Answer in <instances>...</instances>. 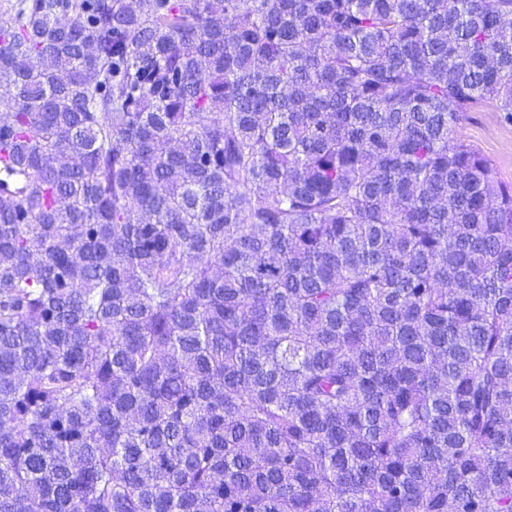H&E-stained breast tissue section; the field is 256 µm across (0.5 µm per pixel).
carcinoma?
I'll list each match as a JSON object with an SVG mask.
<instances>
[{
	"mask_svg": "<svg viewBox=\"0 0 512 512\" xmlns=\"http://www.w3.org/2000/svg\"><path fill=\"white\" fill-rule=\"evenodd\" d=\"M0 13V512H512V0ZM456 135L471 144L492 164L497 182L512 186V123L491 105H479L456 128Z\"/></svg>",
	"mask_w": 512,
	"mask_h": 512,
	"instance_id": "obj_1",
	"label": "carcinoma"
}]
</instances>
